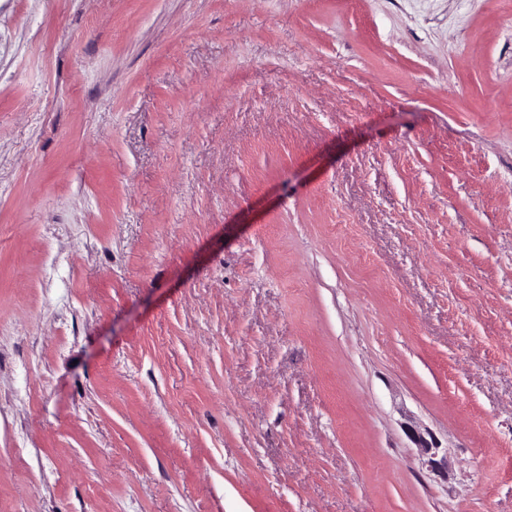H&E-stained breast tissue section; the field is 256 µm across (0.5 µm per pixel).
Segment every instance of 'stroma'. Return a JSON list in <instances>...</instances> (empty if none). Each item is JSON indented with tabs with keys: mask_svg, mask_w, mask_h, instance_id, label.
<instances>
[{
	"mask_svg": "<svg viewBox=\"0 0 512 512\" xmlns=\"http://www.w3.org/2000/svg\"><path fill=\"white\" fill-rule=\"evenodd\" d=\"M0 512H512V0H0Z\"/></svg>",
	"mask_w": 512,
	"mask_h": 512,
	"instance_id": "stroma-1",
	"label": "stroma"
}]
</instances>
